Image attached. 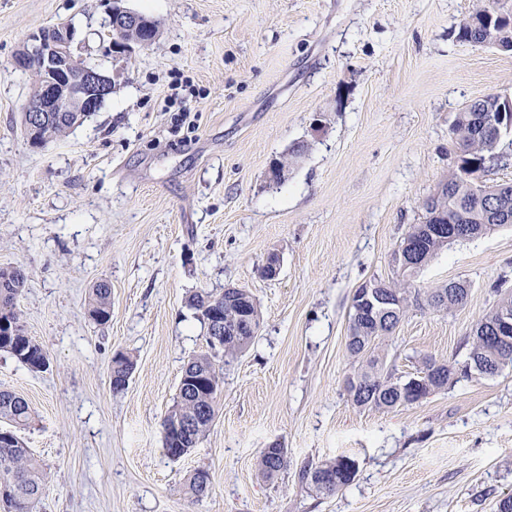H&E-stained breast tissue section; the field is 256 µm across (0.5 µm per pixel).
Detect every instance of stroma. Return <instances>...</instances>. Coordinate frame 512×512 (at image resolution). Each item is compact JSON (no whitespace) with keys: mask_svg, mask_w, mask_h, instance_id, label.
<instances>
[{"mask_svg":"<svg viewBox=\"0 0 512 512\" xmlns=\"http://www.w3.org/2000/svg\"><path fill=\"white\" fill-rule=\"evenodd\" d=\"M477 3L125 0L159 37L113 66L99 112L35 146L21 114L34 77L15 52L70 23L101 61L112 0H0V267L25 270L18 308L49 357L33 372L0 352V389L33 411L19 436L47 474L37 512H496L512 495V366L390 411L345 387L352 296L396 277L394 253L456 165L450 121L471 99L512 98V51L458 38ZM176 78L182 101L165 103ZM184 103L191 130L176 126ZM297 143L306 154L269 183ZM101 279L103 325L88 315ZM459 280L465 305L411 307L386 339L389 372L464 364L475 323L512 290V228L449 245L412 286ZM227 286L253 294L260 330L225 365L209 432L173 459L161 423L206 348L186 298ZM119 353L134 371L116 392ZM275 443L289 465L265 482L256 460ZM337 457L356 463L349 486L299 484L300 467ZM196 469L210 475L200 500L183 485ZM88 313L98 323H107L112 315V288L107 281H100L91 289Z\"/></svg>","mask_w":512,"mask_h":512,"instance_id":"1","label":"stroma"}]
</instances>
